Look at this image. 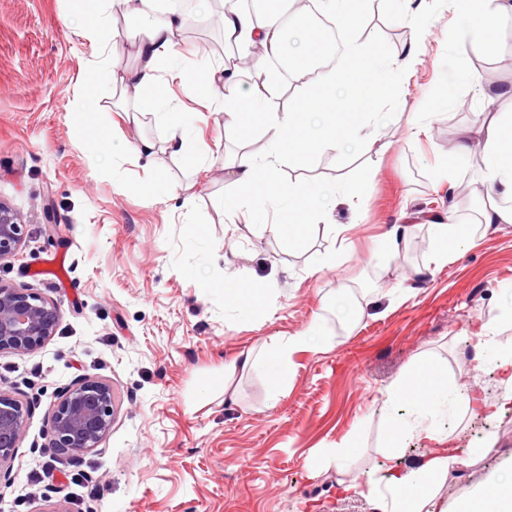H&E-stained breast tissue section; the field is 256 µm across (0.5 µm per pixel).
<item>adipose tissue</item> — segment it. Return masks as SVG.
<instances>
[{
	"label": "adipose tissue",
	"instance_id": "1",
	"mask_svg": "<svg viewBox=\"0 0 512 512\" xmlns=\"http://www.w3.org/2000/svg\"><path fill=\"white\" fill-rule=\"evenodd\" d=\"M85 2L93 12L101 15L114 6L141 19L142 24L133 40L135 66L104 68L100 77L110 87L133 92V104H126L121 99L116 103L117 108H131L137 116L153 115L166 125L171 154L193 155L194 142L189 124L165 109V102L157 92L163 79L188 86L201 84L211 96L220 97L226 131H237L251 117L265 122L270 134V149L262 158L244 154L226 163L230 182L224 204L235 206L242 195L275 199L278 203L277 222L270 225L269 230L276 235L298 229L302 219L310 214L328 215L332 205L331 200L317 190L275 182L273 173L277 164L288 159L303 164L311 154L335 147L339 142L358 140L360 135L359 128L339 127L324 118L317 128H310L309 116L319 114L323 117L327 107L335 103L338 89H347L348 104L360 110L377 87L400 84L417 62L420 42L431 26L426 12L427 0H385L389 10L413 26L416 44L402 58L395 60L383 59L357 45L348 46L346 55L354 61L352 70L332 69L313 81L307 80L305 71H296L295 78L302 81L303 89L296 95L291 109L278 113L272 108L274 85L262 79L242 84L238 66H227L203 76L182 65L178 38L185 17L177 10H169L160 18L156 15L157 0ZM463 12L462 25L449 29L448 39L468 41L471 51L479 55L488 51L492 32L512 14V0H463ZM218 23L225 41L246 50L259 49L260 56L255 64L259 70L283 55L292 54L301 61L320 49V38L307 28L303 31L304 49L294 52L286 34L283 12L279 9L255 15L241 7L240 0H224ZM475 146L480 147L484 159L478 191L482 199L479 221L488 229L512 224V113L501 112L492 117L481 127L478 144L464 140L457 144L454 152L463 155ZM325 339L322 323L313 322L301 334L285 339L274 337L260 349L242 351L225 365L224 375L229 378L239 372L260 370L274 382H285L294 355ZM455 393L467 406L477 400L473 392H463L458 386L449 384L448 371L439 363L418 361L389 387L386 403L391 406L401 401H414L418 404L419 414L423 415L447 405L449 396ZM460 462L454 451L445 449L423 466L396 477L380 495L383 512H425L435 503L438 479L445 477ZM453 512H512V477L491 479L484 489L457 501Z\"/></svg>",
	"mask_w": 512,
	"mask_h": 512
}]
</instances>
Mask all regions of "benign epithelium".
Returning a JSON list of instances; mask_svg holds the SVG:
<instances>
[{"mask_svg": "<svg viewBox=\"0 0 512 512\" xmlns=\"http://www.w3.org/2000/svg\"><path fill=\"white\" fill-rule=\"evenodd\" d=\"M25 225L0 202V261L13 256ZM58 305L29 289L0 282V353L26 354L53 336ZM112 390L100 380L82 378L68 385L55 405L50 423L55 455L86 453L99 446L112 427ZM28 408L17 398L0 394V466L15 456L24 436Z\"/></svg>", "mask_w": 512, "mask_h": 512, "instance_id": "benign-epithelium-1", "label": "benign epithelium"}]
</instances>
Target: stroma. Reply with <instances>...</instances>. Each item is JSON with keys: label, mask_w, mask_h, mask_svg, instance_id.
<instances>
[{"label": "stroma", "mask_w": 512, "mask_h": 512, "mask_svg": "<svg viewBox=\"0 0 512 512\" xmlns=\"http://www.w3.org/2000/svg\"><path fill=\"white\" fill-rule=\"evenodd\" d=\"M214 8V0H190L179 37L185 64L202 70L224 61ZM432 11L403 82L371 96L367 113L336 112L344 126L376 117L367 137L315 154L302 169L278 165L281 180L326 193L369 185L364 197L337 205L291 243L268 231L272 205L245 196L237 210L224 207V161L243 152L265 156L262 128L227 134L218 103L164 82L161 96L190 123L197 147L180 158L167 151L166 129L154 116L130 121L109 88L93 81L95 57L134 66L127 33L138 18L111 13L99 52L80 36L93 15L79 0H0V201L25 226L17 255L0 262V282L60 309L41 348L0 354V393L30 409L0 479V512H380L374 495L342 487L357 479L382 488L435 456V443L417 434L405 436L399 451L386 446L387 389L421 359L446 365L449 383L476 389L494 410L489 416L452 403L432 415L469 470L465 480L440 481L438 501L454 506L512 469V401L503 398L495 362L476 360L470 341L479 325L512 338L503 316L512 306V224L484 229L449 196L439 165H448L457 185H478L481 153L458 156L453 148L486 106L464 82L453 100L436 97L442 74L512 57V19L482 57L447 41L458 20L453 0H437ZM413 38L383 0L344 33L345 42L388 58L403 55ZM79 97L88 111H74ZM415 112L428 126L417 136L407 123ZM142 136L158 144L152 160L132 151ZM159 177L169 190L157 199L149 186ZM405 214L412 230L387 257L381 236ZM431 214L472 227L471 242L439 266L428 263L439 250L426 224ZM339 224L349 227L345 254ZM330 253L335 263L311 273ZM228 278H265L272 287L255 309L225 297ZM317 318L328 342L294 356L286 386L260 371L225 381V364L241 351L302 333ZM82 377L111 386L112 428L77 459L53 456L54 404ZM346 439L355 450L337 454ZM487 441L491 454L468 459Z\"/></svg>", "instance_id": "stroma-1"}]
</instances>
